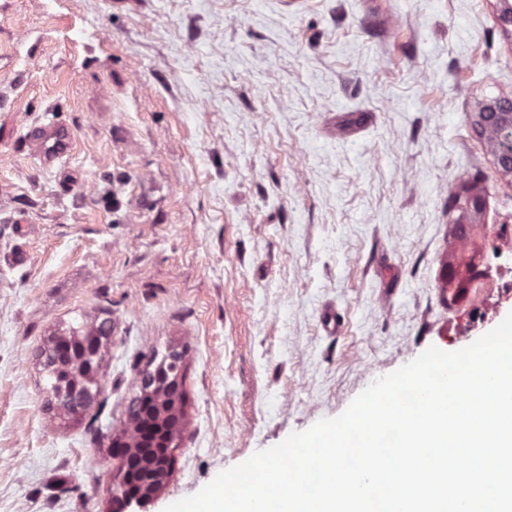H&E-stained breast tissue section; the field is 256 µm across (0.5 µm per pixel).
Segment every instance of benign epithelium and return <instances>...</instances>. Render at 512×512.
<instances>
[{
  "label": "benign epithelium",
  "instance_id": "1",
  "mask_svg": "<svg viewBox=\"0 0 512 512\" xmlns=\"http://www.w3.org/2000/svg\"><path fill=\"white\" fill-rule=\"evenodd\" d=\"M474 130L486 138L498 172L512 179V97L490 98L471 115ZM475 258L459 256L449 265L448 292L457 302L475 278ZM112 326L48 339L47 365L58 381L49 399L64 416L78 419L101 389L100 364ZM181 355L173 351L155 368L139 373V394L133 400L126 429L112 437L117 483L113 512H134L149 504L164 486L172 467V445L184 418Z\"/></svg>",
  "mask_w": 512,
  "mask_h": 512
}]
</instances>
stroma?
<instances>
[{"instance_id":"obj_1","label":"stroma","mask_w":512,"mask_h":512,"mask_svg":"<svg viewBox=\"0 0 512 512\" xmlns=\"http://www.w3.org/2000/svg\"><path fill=\"white\" fill-rule=\"evenodd\" d=\"M498 9L0 0V512H112L109 438L170 349L185 417L147 512L512 311V180L470 120L512 97ZM47 123L75 134L69 161L35 157ZM471 189L482 222L457 237L448 199ZM470 245L479 275L452 304ZM105 319L103 390L63 418L47 339ZM475 258L459 256L449 265L448 293H451V301L457 302L466 294L469 285L475 278Z\"/></svg>"}]
</instances>
